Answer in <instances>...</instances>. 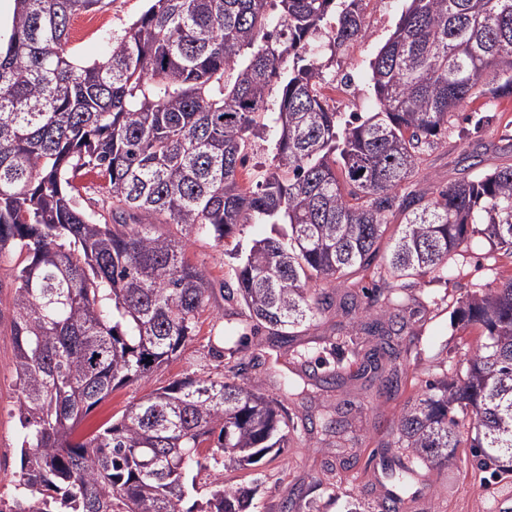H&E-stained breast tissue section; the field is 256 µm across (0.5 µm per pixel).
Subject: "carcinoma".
I'll list each match as a JSON object with an SVG mask.
<instances>
[{
    "instance_id": "carcinoma-1",
    "label": "carcinoma",
    "mask_w": 512,
    "mask_h": 512,
    "mask_svg": "<svg viewBox=\"0 0 512 512\" xmlns=\"http://www.w3.org/2000/svg\"><path fill=\"white\" fill-rule=\"evenodd\" d=\"M112 41L108 57L77 63L74 16L105 0H15L0 50V258L11 264L10 336L19 396L17 512H183L192 468L214 479L199 512H248L258 486L226 487L240 469L288 447V414L258 385L187 376L90 434L83 418L115 388L146 376L194 336L215 284L186 255L193 233L221 243L247 224H270L233 268L241 323L282 343L315 329L330 308L362 309L381 337L359 368L379 370L418 337L409 281L458 277L448 265L484 227L512 262V164L427 199L405 188L448 139L461 107L512 97V0H407L374 59L377 109L340 125L321 93L312 46L335 0H150ZM360 0L328 33L338 54L364 38ZM277 139L255 187L243 168L256 115ZM89 173L99 210L79 203ZM398 234L386 237L394 219ZM176 228L179 234L157 231ZM360 270V301L325 285ZM479 330L462 361L401 411L391 448L407 486L422 470L470 449L498 479L512 476V274L461 300ZM303 358L305 377L338 386L336 363ZM318 433L347 440L330 408Z\"/></svg>"
}]
</instances>
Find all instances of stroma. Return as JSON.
I'll return each instance as SVG.
<instances>
[{
	"instance_id": "stroma-1",
	"label": "stroma",
	"mask_w": 512,
	"mask_h": 512,
	"mask_svg": "<svg viewBox=\"0 0 512 512\" xmlns=\"http://www.w3.org/2000/svg\"><path fill=\"white\" fill-rule=\"evenodd\" d=\"M406 6V0H362L365 38L327 60V82L322 92L340 112L342 120H349L354 112L372 111L369 62L393 33ZM147 7V0H106L104 8L95 14L100 28L72 38L70 46L75 59L83 64L103 59L112 40L123 35ZM471 112L468 106L459 110L447 143L439 145L428 157V178L414 182L413 191L429 196L435 189L460 179L464 175L462 159L472 153L481 155L488 168L512 164V97L498 101L495 112L490 113L488 123L481 128L473 127L469 120ZM270 232V225L249 224L220 244L192 239L187 243V256L208 277L227 281L253 240ZM494 254L489 240L475 235L460 259L459 277L451 281L428 278L413 288V295L421 302L412 318L419 343L415 353L396 363L398 370L408 377L405 390L390 397L379 392L378 380L352 377L343 387L325 392V399L331 402L346 399L353 403L358 418L356 469L340 468L341 449L307 440L303 432L297 431L289 433L288 446L278 457L263 458L245 470L225 469V486L258 483L254 498L257 512H280L294 488L303 489L315 512H348L356 500L375 508L389 498L393 491L389 475L395 463L380 444L395 433L397 419L409 397L437 380L449 363L462 359L463 342L475 341L477 328L457 325L453 311L457 299L489 282ZM240 311L238 302L214 295L199 315L197 336L179 357L154 368L143 379L115 389L86 416L82 431L95 430L112 416L138 404L155 388L189 375L223 373V363L214 356L215 351L223 348L241 345L246 355L257 357L259 368L246 370L244 376L259 378L262 391L275 398L279 395V380L301 372L291 358L292 352L311 348L328 363H345L353 350L365 345L356 321L334 310L326 314L318 330L300 333L285 348L264 330L242 340L233 332ZM11 318L10 292L5 288L0 291V457L5 460L0 466V493L7 494L13 488L19 444L14 413L18 391L13 376ZM341 326L351 336L350 342L342 345L336 342V330ZM413 492L418 512H512V482L497 481L490 473L472 466L466 448L458 449L452 463L440 464L419 479Z\"/></svg>"
}]
</instances>
